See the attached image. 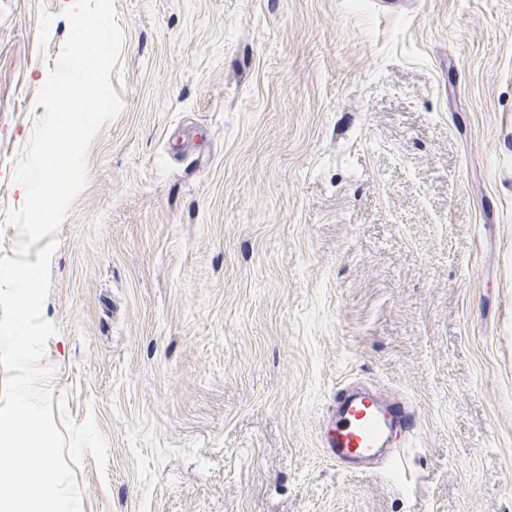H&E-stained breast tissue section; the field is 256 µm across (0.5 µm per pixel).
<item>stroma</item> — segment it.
Returning <instances> with one entry per match:
<instances>
[{
    "label": "stroma",
    "instance_id": "obj_1",
    "mask_svg": "<svg viewBox=\"0 0 512 512\" xmlns=\"http://www.w3.org/2000/svg\"><path fill=\"white\" fill-rule=\"evenodd\" d=\"M70 0H0V256ZM118 114L50 261L82 512H512V0H115ZM411 402L343 471L339 386Z\"/></svg>",
    "mask_w": 512,
    "mask_h": 512
}]
</instances>
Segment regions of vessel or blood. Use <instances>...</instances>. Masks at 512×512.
<instances>
[{"label":"vessel or blood","instance_id":"obj_1","mask_svg":"<svg viewBox=\"0 0 512 512\" xmlns=\"http://www.w3.org/2000/svg\"><path fill=\"white\" fill-rule=\"evenodd\" d=\"M419 425L409 402L376 389H340L326 424L323 446L337 466L369 467Z\"/></svg>","mask_w":512,"mask_h":512}]
</instances>
